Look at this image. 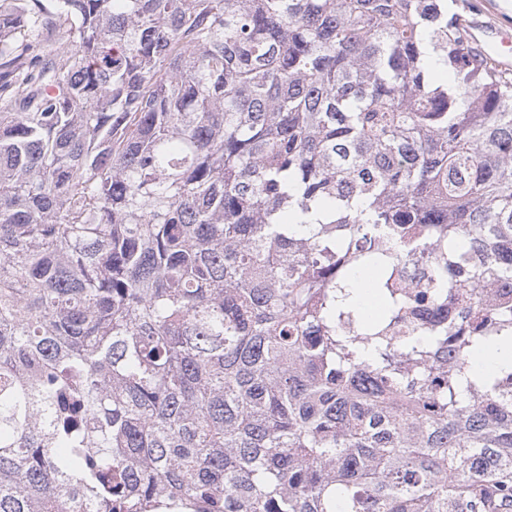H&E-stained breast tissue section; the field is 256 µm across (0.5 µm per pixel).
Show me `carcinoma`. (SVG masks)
I'll use <instances>...</instances> for the list:
<instances>
[{
    "label": "carcinoma",
    "mask_w": 512,
    "mask_h": 512,
    "mask_svg": "<svg viewBox=\"0 0 512 512\" xmlns=\"http://www.w3.org/2000/svg\"><path fill=\"white\" fill-rule=\"evenodd\" d=\"M469 38L0 0V512H512V367L469 377L512 336V74Z\"/></svg>",
    "instance_id": "obj_1"
}]
</instances>
